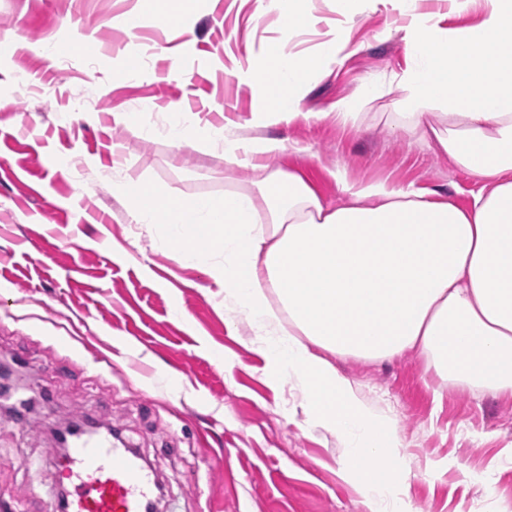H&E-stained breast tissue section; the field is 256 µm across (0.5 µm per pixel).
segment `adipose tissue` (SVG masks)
Segmentation results:
<instances>
[{"label": "adipose tissue", "mask_w": 512, "mask_h": 512, "mask_svg": "<svg viewBox=\"0 0 512 512\" xmlns=\"http://www.w3.org/2000/svg\"><path fill=\"white\" fill-rule=\"evenodd\" d=\"M450 3L478 23L445 32L416 0H401L411 62L392 76L401 95L387 120L481 183L470 205L342 173L345 200L329 205L303 171L268 168L283 140L229 128L224 160L245 178L223 199L163 205L141 180L116 186L132 222L168 225L161 246L223 283L225 302L261 336L271 374L299 383L306 426L336 435L340 474L367 512H411L396 463L403 439L334 358L384 361L417 350L459 387L512 396V0ZM347 45L336 28L316 54L277 42L240 70L272 120L302 121L300 88ZM169 116L164 135L179 148L219 132L177 106Z\"/></svg>", "instance_id": "ef3b65f1"}]
</instances>
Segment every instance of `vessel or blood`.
I'll list each match as a JSON object with an SVG mask.
<instances>
[{"label": "vessel or blood", "instance_id": "b4317fda", "mask_svg": "<svg viewBox=\"0 0 512 512\" xmlns=\"http://www.w3.org/2000/svg\"><path fill=\"white\" fill-rule=\"evenodd\" d=\"M65 512H145L158 486L111 434L75 439L64 462Z\"/></svg>", "mask_w": 512, "mask_h": 512}]
</instances>
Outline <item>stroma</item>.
<instances>
[{
  "mask_svg": "<svg viewBox=\"0 0 512 512\" xmlns=\"http://www.w3.org/2000/svg\"><path fill=\"white\" fill-rule=\"evenodd\" d=\"M137 7L0 0V360L27 375L40 401L21 421L0 412V512H50L63 478L52 427L76 416L112 426L138 450L163 487V512H365L340 476L338 440L304 428V394L293 379L269 381L223 286L176 264L159 246L161 229L132 223L113 192L132 176L166 196L223 198L237 185L223 148L179 149L114 114L160 127L175 102L214 127L282 139L288 148L269 166L303 170L330 205L342 199L339 169L466 205L479 186L447 156L390 130L381 114L353 126L334 115L365 82L405 67L407 19L396 0H370L347 25L350 51L301 90L311 119L264 123L268 104L239 62L285 39L318 51L335 0H315L312 23L289 35L267 0H197L181 26L146 17L127 30ZM87 41L96 54L74 52ZM132 54L153 78H120ZM337 365L394 415L414 512H512L511 398L474 396L417 351Z\"/></svg>",
  "mask_w": 512,
  "mask_h": 512,
  "instance_id": "35a3bbf8",
  "label": "stroma"
}]
</instances>
